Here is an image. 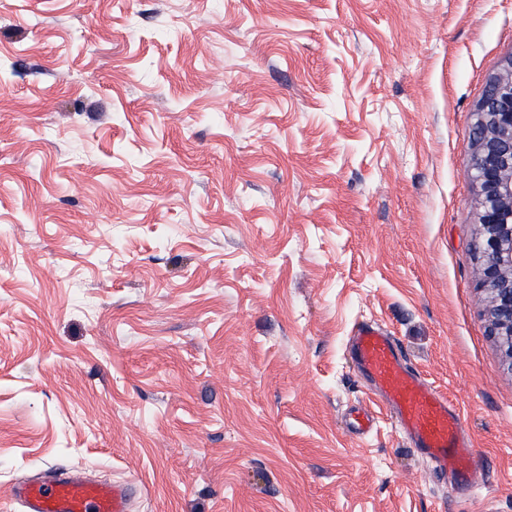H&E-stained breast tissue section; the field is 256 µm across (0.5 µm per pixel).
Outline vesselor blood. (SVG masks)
<instances>
[{"label": "vessel or blood", "mask_w": 512, "mask_h": 512, "mask_svg": "<svg viewBox=\"0 0 512 512\" xmlns=\"http://www.w3.org/2000/svg\"><path fill=\"white\" fill-rule=\"evenodd\" d=\"M348 352L388 407L412 448L436 473L470 481L476 467L472 443L446 396L410 366L392 336L374 323L356 326ZM16 496L24 512H127L128 489L85 478L81 471L52 475L21 485Z\"/></svg>", "instance_id": "b4317fda"}]
</instances>
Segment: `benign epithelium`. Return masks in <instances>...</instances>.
<instances>
[{
  "instance_id": "benign-epithelium-1",
  "label": "benign epithelium",
  "mask_w": 512,
  "mask_h": 512,
  "mask_svg": "<svg viewBox=\"0 0 512 512\" xmlns=\"http://www.w3.org/2000/svg\"><path fill=\"white\" fill-rule=\"evenodd\" d=\"M475 115L470 177L482 206L473 251L490 333L512 371V56L488 79Z\"/></svg>"
}]
</instances>
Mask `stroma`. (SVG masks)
Returning <instances> with one entry per match:
<instances>
[{"instance_id": "stroma-1", "label": "stroma", "mask_w": 512, "mask_h": 512, "mask_svg": "<svg viewBox=\"0 0 512 512\" xmlns=\"http://www.w3.org/2000/svg\"><path fill=\"white\" fill-rule=\"evenodd\" d=\"M512 0H0V512H512L472 244ZM380 324L478 462L436 475L347 345ZM128 488L90 480L80 469L64 479L46 475L16 490L24 512H127Z\"/></svg>"}]
</instances>
